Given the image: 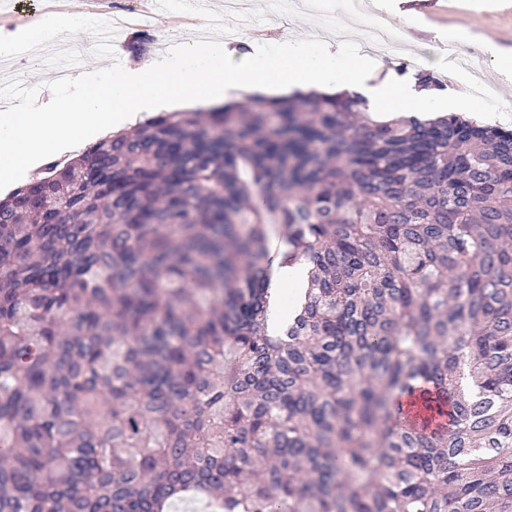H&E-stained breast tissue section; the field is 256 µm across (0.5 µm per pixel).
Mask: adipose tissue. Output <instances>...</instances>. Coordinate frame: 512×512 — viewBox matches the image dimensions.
<instances>
[{"instance_id":"ef3b65f1","label":"adipose tissue","mask_w":512,"mask_h":512,"mask_svg":"<svg viewBox=\"0 0 512 512\" xmlns=\"http://www.w3.org/2000/svg\"><path fill=\"white\" fill-rule=\"evenodd\" d=\"M359 89L391 114L424 110L421 91L382 73L376 59H344L330 40L284 37L258 49L246 38L186 41L166 53L112 68L104 85L66 101L0 113V186L46 155L137 125L152 114L190 105L202 110L240 93L282 95Z\"/></svg>"}]
</instances>
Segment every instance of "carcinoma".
<instances>
[{
	"instance_id": "obj_1",
	"label": "carcinoma",
	"mask_w": 512,
	"mask_h": 512,
	"mask_svg": "<svg viewBox=\"0 0 512 512\" xmlns=\"http://www.w3.org/2000/svg\"><path fill=\"white\" fill-rule=\"evenodd\" d=\"M365 112H161L0 200V512H512V129Z\"/></svg>"
}]
</instances>
